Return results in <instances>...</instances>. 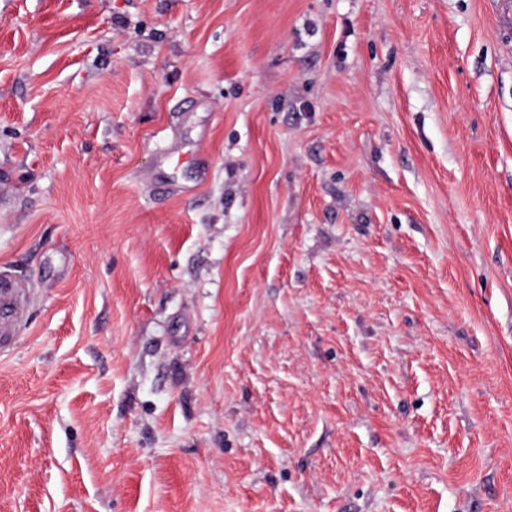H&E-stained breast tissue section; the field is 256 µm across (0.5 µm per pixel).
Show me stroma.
<instances>
[{
    "label": "stroma",
    "mask_w": 512,
    "mask_h": 512,
    "mask_svg": "<svg viewBox=\"0 0 512 512\" xmlns=\"http://www.w3.org/2000/svg\"><path fill=\"white\" fill-rule=\"evenodd\" d=\"M0 512H512V0H0ZM22 314L19 288H0V341L14 332Z\"/></svg>",
    "instance_id": "1"
}]
</instances>
